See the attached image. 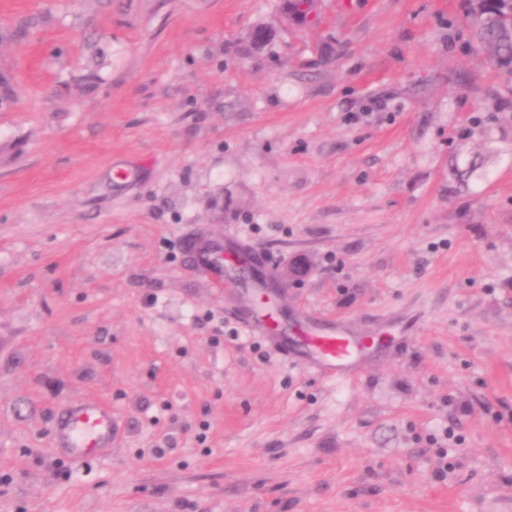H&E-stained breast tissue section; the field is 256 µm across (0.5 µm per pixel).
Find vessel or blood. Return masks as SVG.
<instances>
[{"label": "vessel or blood", "mask_w": 512, "mask_h": 512, "mask_svg": "<svg viewBox=\"0 0 512 512\" xmlns=\"http://www.w3.org/2000/svg\"><path fill=\"white\" fill-rule=\"evenodd\" d=\"M244 324L250 333L276 341L282 355L293 354L294 345L279 341L278 324L263 312H250ZM302 340L310 363L321 374L332 379L355 374L354 344L344 330L312 324L304 331ZM55 444L78 461L97 456L112 445L111 409L99 402L65 407L57 419Z\"/></svg>", "instance_id": "obj_1"}]
</instances>
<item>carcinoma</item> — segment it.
Here are the masks:
<instances>
[{"label": "carcinoma", "mask_w": 512, "mask_h": 512, "mask_svg": "<svg viewBox=\"0 0 512 512\" xmlns=\"http://www.w3.org/2000/svg\"><path fill=\"white\" fill-rule=\"evenodd\" d=\"M471 38L495 46L490 62L512 73V0H474Z\"/></svg>", "instance_id": "cac0c4a2"}]
</instances>
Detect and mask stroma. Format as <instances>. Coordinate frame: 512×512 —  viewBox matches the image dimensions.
<instances>
[{"label":"stroma","instance_id":"35a3bbf8","mask_svg":"<svg viewBox=\"0 0 512 512\" xmlns=\"http://www.w3.org/2000/svg\"><path fill=\"white\" fill-rule=\"evenodd\" d=\"M317 14L0 0V512H512V74L466 0ZM207 239L383 344L284 358ZM76 401L107 454L55 448ZM247 330L252 334L266 336L271 341H276L279 334V324L265 318V313L252 311L244 319ZM55 445L74 460L97 456L112 446V409L100 402L65 407L55 427Z\"/></svg>","mask_w":512,"mask_h":512}]
</instances>
